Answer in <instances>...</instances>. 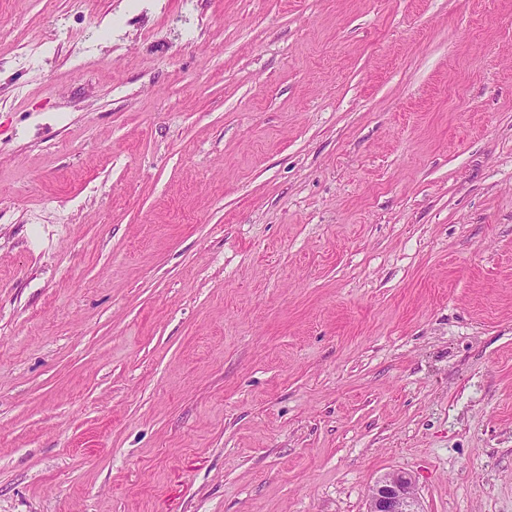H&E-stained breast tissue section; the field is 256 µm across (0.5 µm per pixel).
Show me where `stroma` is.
<instances>
[{"mask_svg": "<svg viewBox=\"0 0 512 512\" xmlns=\"http://www.w3.org/2000/svg\"><path fill=\"white\" fill-rule=\"evenodd\" d=\"M0 26V512H512V0ZM368 512H422L412 477L406 472H393L373 485Z\"/></svg>", "mask_w": 512, "mask_h": 512, "instance_id": "obj_1", "label": "stroma"}]
</instances>
